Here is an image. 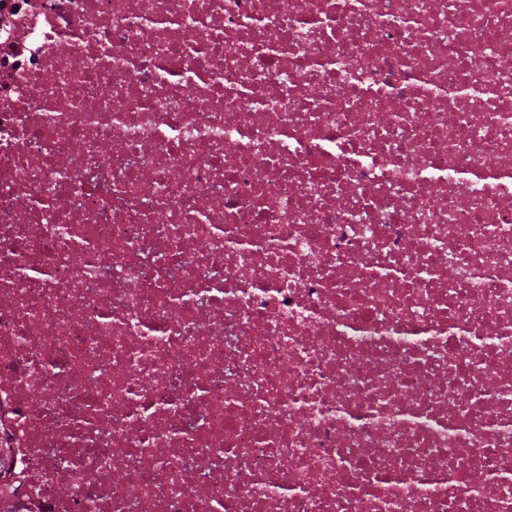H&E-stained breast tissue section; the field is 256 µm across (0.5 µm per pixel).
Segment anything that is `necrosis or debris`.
Returning <instances> with one entry per match:
<instances>
[{
  "mask_svg": "<svg viewBox=\"0 0 512 512\" xmlns=\"http://www.w3.org/2000/svg\"><path fill=\"white\" fill-rule=\"evenodd\" d=\"M23 512H512V0H0Z\"/></svg>",
  "mask_w": 512,
  "mask_h": 512,
  "instance_id": "obj_1",
  "label": "necrosis or debris"
}]
</instances>
